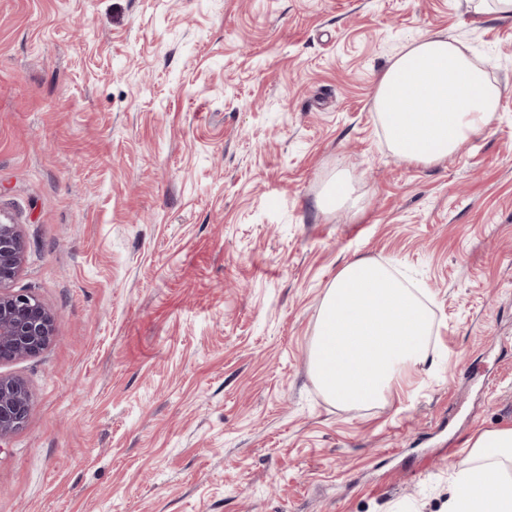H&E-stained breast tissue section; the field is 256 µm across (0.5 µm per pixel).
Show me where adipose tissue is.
I'll return each instance as SVG.
<instances>
[{"mask_svg": "<svg viewBox=\"0 0 512 512\" xmlns=\"http://www.w3.org/2000/svg\"><path fill=\"white\" fill-rule=\"evenodd\" d=\"M502 97L456 37L438 31L408 45L379 78L374 108L390 151L430 165L482 135ZM422 291L391 264L347 260L329 283L310 347V374L344 409L385 401L403 375L425 366L434 328ZM451 482L448 512H512V428L470 437Z\"/></svg>", "mask_w": 512, "mask_h": 512, "instance_id": "ef3b65f1", "label": "adipose tissue"}]
</instances>
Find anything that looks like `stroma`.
I'll list each match as a JSON object with an SVG mask.
<instances>
[{
  "instance_id": "1",
  "label": "stroma",
  "mask_w": 512,
  "mask_h": 512,
  "mask_svg": "<svg viewBox=\"0 0 512 512\" xmlns=\"http://www.w3.org/2000/svg\"><path fill=\"white\" fill-rule=\"evenodd\" d=\"M446 31L504 86L447 159L388 149L375 86ZM345 172L359 204L319 200ZM0 214L57 314L0 512H448L512 427V18L466 0H0ZM355 256L422 282L431 365L342 409L309 372Z\"/></svg>"
}]
</instances>
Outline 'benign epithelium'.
I'll list each match as a JSON object with an SVG mask.
<instances>
[{"label":"benign epithelium","instance_id":"obj_1","mask_svg":"<svg viewBox=\"0 0 512 512\" xmlns=\"http://www.w3.org/2000/svg\"><path fill=\"white\" fill-rule=\"evenodd\" d=\"M27 250L18 225L0 218V366L36 357L54 339L56 314L33 294L11 289ZM32 399L23 379L0 374V443L24 427Z\"/></svg>","mask_w":512,"mask_h":512}]
</instances>
